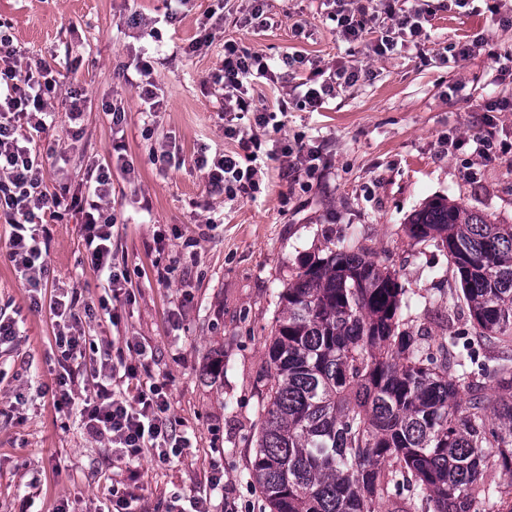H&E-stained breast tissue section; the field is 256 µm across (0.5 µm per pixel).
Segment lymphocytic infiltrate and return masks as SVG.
Masks as SVG:
<instances>
[{"label":"lymphocytic infiltrate","instance_id":"f902f5d3","mask_svg":"<svg viewBox=\"0 0 512 512\" xmlns=\"http://www.w3.org/2000/svg\"><path fill=\"white\" fill-rule=\"evenodd\" d=\"M329 14L340 37L353 45H365L369 52L382 57L394 52L400 40L416 39L422 33V6L396 7L395 0H332ZM379 30L375 41H368L371 30ZM161 56L136 58L124 64L126 83L136 90L145 112L161 111L164 104L153 73ZM283 65L289 73L308 70L305 80L291 88L290 101L299 110L321 108L337 90L355 86L366 78L364 67L339 68L323 73L305 56L284 55ZM270 67L262 54L228 41L224 60L211 76L213 84L224 89V136L242 137L238 124L241 115L253 113L256 124L269 123L271 116L253 112L248 94L251 82L268 78ZM60 84L52 66L44 59H33L15 43L7 23L0 22V221L10 231L5 243L6 256L29 296V307L41 308L40 293L47 283L50 226L69 212L84 219L83 240L92 268L103 276L113 302L108 315L119 324L118 307L132 298L128 273L112 250L113 230L118 216L111 206L112 170L90 164L85 189L71 190L60 183L57 191L46 189L50 159L54 150L39 151L33 146L35 136L46 133L54 122L53 96ZM479 132L473 139H458L456 149L473 146L477 156L489 159L512 155V141L502 138L493 118L497 112H512V98L496 97L480 106ZM257 152L245 154L198 153L194 163L207 176L211 193L230 198L253 196L259 188L255 161ZM56 319L55 343L59 351L58 388L53 403L63 408L71 405V391L78 381L75 362L86 359V338L79 328L81 315H92L91 304L82 303L78 291L56 295L50 301ZM147 352L139 346L127 353L112 354L102 345L93 361L96 390L83 400L80 415L84 431L91 439L118 449L122 457L138 458L143 449H158L159 460L181 454L188 441L177 432V424L168 413L167 397L162 385L143 381L147 372ZM135 382L134 394L115 387L117 380Z\"/></svg>","mask_w":512,"mask_h":512}]
</instances>
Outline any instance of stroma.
Wrapping results in <instances>:
<instances>
[{"label": "stroma", "mask_w": 512, "mask_h": 512, "mask_svg": "<svg viewBox=\"0 0 512 512\" xmlns=\"http://www.w3.org/2000/svg\"><path fill=\"white\" fill-rule=\"evenodd\" d=\"M246 0H187L176 18L164 0H0V19L29 56L45 59L62 74L55 95L54 125L40 148L65 151L67 182L78 187L89 162L112 166V205L125 221L112 248L131 274L132 304L111 326L105 313L83 319L87 341L145 344L153 352L150 378L166 385L169 414L189 448L162 462L144 450L135 462L117 459L90 439L76 410L54 408L43 398L54 388L57 356L50 309L29 308L25 288L0 256V314L18 320L15 346L0 348V512H106L107 489L137 471L133 512H193L196 500L209 512H263L264 500L250 476L261 403L270 373L267 347L279 293L309 256L353 239L395 269L411 288L410 326L420 346L436 344L446 317L469 321L466 303L449 305L454 286L447 257L405 233L412 215L430 200L445 198L512 224V159L477 166L468 179L457 153H441V138L475 134V107L495 96H512V80L497 78L494 54L512 51V29L486 8L431 0L421 44L367 57L349 48L329 21L326 0H267L269 24L255 30L225 22L212 45L191 57L176 56L157 71L162 112L141 110L121 65L156 49L188 46L203 35L207 14L224 6L236 13ZM159 18L161 42L141 37L133 20ZM303 36H295V26ZM483 37L465 60L441 62L444 46ZM263 53L279 71L287 53H301L321 68L365 65L370 79L338 92L319 111L278 113L285 80H261L250 94L258 107L277 112V122L242 120L257 139L259 190L234 200L210 195L194 159L201 147L224 149V92L209 77L220 65L225 41ZM86 99L84 134L72 142L64 106L67 92ZM124 101L122 133L112 130L105 106ZM126 144L132 174L117 169L115 137ZM299 138L321 151L315 177L291 174L268 157L275 142ZM172 146L176 165L161 170L153 151ZM45 297L77 289L84 301L109 299L107 286L86 256L81 218L52 225ZM177 260L180 276L159 282L158 267Z\"/></svg>", "instance_id": "stroma-1"}]
</instances>
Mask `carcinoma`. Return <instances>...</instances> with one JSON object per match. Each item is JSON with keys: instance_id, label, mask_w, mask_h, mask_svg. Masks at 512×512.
Masks as SVG:
<instances>
[{"instance_id": "carcinoma-1", "label": "carcinoma", "mask_w": 512, "mask_h": 512, "mask_svg": "<svg viewBox=\"0 0 512 512\" xmlns=\"http://www.w3.org/2000/svg\"><path fill=\"white\" fill-rule=\"evenodd\" d=\"M407 233L446 251L471 327L449 318L423 349L370 250L303 263L279 294L251 461L270 512H512V224L438 199Z\"/></svg>"}]
</instances>
